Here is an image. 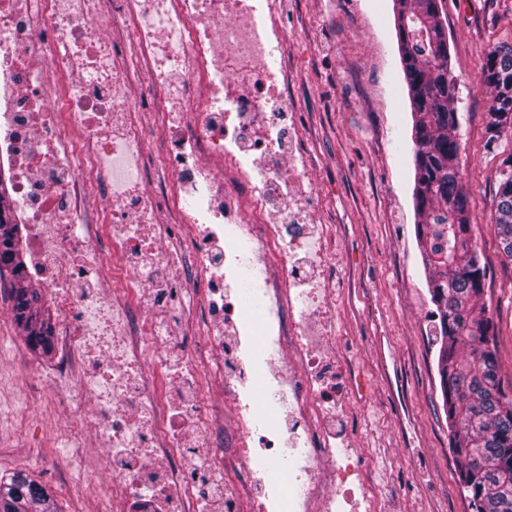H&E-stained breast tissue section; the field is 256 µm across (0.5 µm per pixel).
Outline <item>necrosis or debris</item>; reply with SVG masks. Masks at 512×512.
Here are the masks:
<instances>
[{"label":"necrosis or debris","instance_id":"obj_1","mask_svg":"<svg viewBox=\"0 0 512 512\" xmlns=\"http://www.w3.org/2000/svg\"><path fill=\"white\" fill-rule=\"evenodd\" d=\"M279 11L278 0H0V157L31 228L30 281L57 305L53 380L88 407L110 512L131 499L142 512H380L336 432L347 402L326 383L331 231L293 146ZM135 62L152 79L137 94ZM189 278L204 287L193 352L177 328ZM247 278L261 308L244 300ZM215 386L229 422L208 411Z\"/></svg>","mask_w":512,"mask_h":512}]
</instances>
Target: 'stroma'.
Instances as JSON below:
<instances>
[{"label": "stroma", "instance_id": "obj_1", "mask_svg": "<svg viewBox=\"0 0 512 512\" xmlns=\"http://www.w3.org/2000/svg\"><path fill=\"white\" fill-rule=\"evenodd\" d=\"M457 82L459 163L472 233L487 271L483 301L512 386V264L494 225L504 153L486 146L493 92L489 50L512 41V0H446ZM288 109L314 174L315 216L329 225L336 292L331 326L336 381L347 387L346 426L383 512H472L449 449L437 371L439 321L427 287L412 198L411 114L397 49L393 0H286ZM54 356L34 352L17 328L8 278L0 279V476L29 473L61 512H93L76 492L80 470L109 481L107 457L85 440L82 466L65 451L74 413L48 379Z\"/></svg>", "mask_w": 512, "mask_h": 512}]
</instances>
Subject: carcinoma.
<instances>
[{
  "instance_id": "cac0c4a2",
  "label": "carcinoma",
  "mask_w": 512,
  "mask_h": 512,
  "mask_svg": "<svg viewBox=\"0 0 512 512\" xmlns=\"http://www.w3.org/2000/svg\"><path fill=\"white\" fill-rule=\"evenodd\" d=\"M441 0H395L396 32L410 102L414 201L428 287L439 318L438 373L452 451L473 512H512V395L504 386L495 323L483 303L486 268L469 222V194L459 168L456 85L449 67ZM484 81L494 96L486 145L512 136V43L486 55ZM7 170L0 162V276L12 278L15 321L28 346L53 351L44 295L26 279L25 225L13 218ZM496 230L512 263V154L495 192ZM0 512H59L47 487L22 471L0 477Z\"/></svg>"
}]
</instances>
